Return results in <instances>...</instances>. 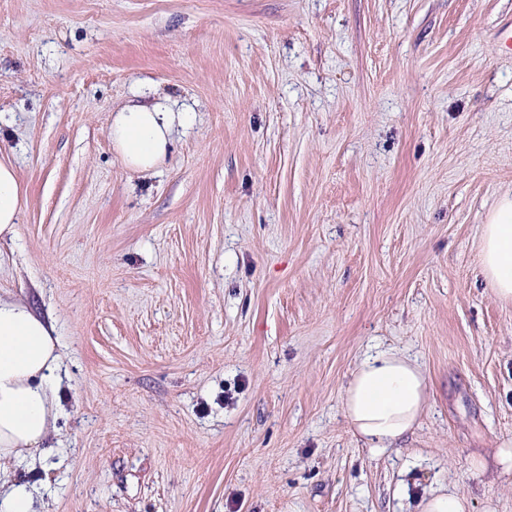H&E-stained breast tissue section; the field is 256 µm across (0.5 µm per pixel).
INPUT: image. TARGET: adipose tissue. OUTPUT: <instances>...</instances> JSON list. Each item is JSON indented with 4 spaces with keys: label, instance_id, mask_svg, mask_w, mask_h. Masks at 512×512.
Here are the masks:
<instances>
[{
    "label": "adipose tissue",
    "instance_id": "1",
    "mask_svg": "<svg viewBox=\"0 0 512 512\" xmlns=\"http://www.w3.org/2000/svg\"><path fill=\"white\" fill-rule=\"evenodd\" d=\"M186 112L142 98L115 112L110 137L123 164L145 173L159 166ZM26 203L16 168L0 158V239L14 238ZM480 264L492 294L512 301V191L489 211L480 236ZM52 323L25 303L0 296V512H46L39 491L20 470H35L55 452L50 426L63 355ZM428 403L422 367L393 348L367 352L342 393L349 428L374 452L399 447L413 433Z\"/></svg>",
    "mask_w": 512,
    "mask_h": 512
}]
</instances>
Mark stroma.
I'll return each mask as SVG.
<instances>
[{
	"instance_id": "1",
	"label": "stroma",
	"mask_w": 512,
	"mask_h": 512,
	"mask_svg": "<svg viewBox=\"0 0 512 512\" xmlns=\"http://www.w3.org/2000/svg\"><path fill=\"white\" fill-rule=\"evenodd\" d=\"M191 116L147 173L139 94ZM0 156L27 202L0 295L69 377L50 512H512V302L480 228L512 190V0H0ZM425 370L374 454L341 394L367 348ZM114 112L110 137L123 164L141 173L159 166L172 148L174 128L187 113L146 96ZM422 507L421 512H468L469 504L466 496L457 491L438 489L424 496Z\"/></svg>"
}]
</instances>
